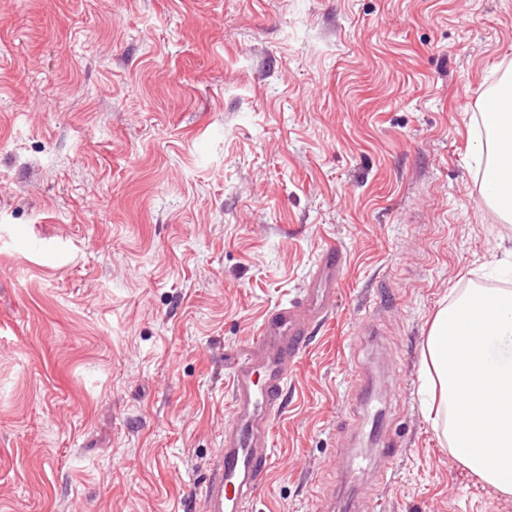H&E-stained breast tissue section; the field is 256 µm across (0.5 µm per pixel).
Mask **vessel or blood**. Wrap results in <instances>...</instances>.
Masks as SVG:
<instances>
[{"mask_svg":"<svg viewBox=\"0 0 512 512\" xmlns=\"http://www.w3.org/2000/svg\"><path fill=\"white\" fill-rule=\"evenodd\" d=\"M342 268L341 250L329 247L317 262V279L335 281ZM310 313L302 301L275 308L254 347L239 354L229 380L231 420L224 429V446L202 487L205 512H245L261 486L270 462L273 419L281 408L288 376L305 348ZM258 371L264 375L260 383L253 379Z\"/></svg>","mask_w":512,"mask_h":512,"instance_id":"obj_1","label":"vessel or blood"}]
</instances>
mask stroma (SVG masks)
<instances>
[{"mask_svg":"<svg viewBox=\"0 0 512 512\" xmlns=\"http://www.w3.org/2000/svg\"><path fill=\"white\" fill-rule=\"evenodd\" d=\"M511 73L512 0H0V512H202L233 357L332 245L246 512H512L418 394L436 310L512 290ZM486 130L484 198L488 204L512 200V97L509 102L489 105L481 113ZM343 268V254L335 246L329 247L317 262V282H336V278Z\"/></svg>","mask_w":512,"mask_h":512,"instance_id":"35a3bbf8","label":"stroma"}]
</instances>
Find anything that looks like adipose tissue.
Listing matches in <instances>:
<instances>
[{
	"instance_id": "ef3b65f1",
	"label": "adipose tissue",
	"mask_w": 512,
	"mask_h": 512,
	"mask_svg": "<svg viewBox=\"0 0 512 512\" xmlns=\"http://www.w3.org/2000/svg\"><path fill=\"white\" fill-rule=\"evenodd\" d=\"M484 198L512 200V101L487 106ZM425 417L473 476L512 495V290L470 288L435 314L422 350Z\"/></svg>"
}]
</instances>
